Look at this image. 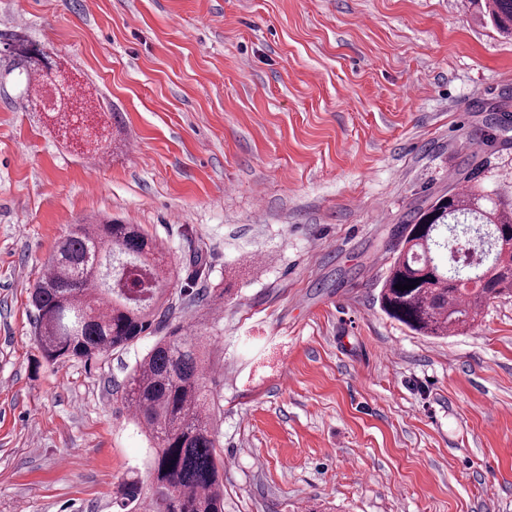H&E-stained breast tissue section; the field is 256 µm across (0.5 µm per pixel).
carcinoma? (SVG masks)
Returning <instances> with one entry per match:
<instances>
[{
	"label": "carcinoma",
	"instance_id": "obj_1",
	"mask_svg": "<svg viewBox=\"0 0 512 512\" xmlns=\"http://www.w3.org/2000/svg\"><path fill=\"white\" fill-rule=\"evenodd\" d=\"M471 2L500 33L512 35V0ZM10 57L29 97L40 95L56 73L49 53L25 37ZM487 173L477 156L463 157L457 168L462 189L432 197L393 230V257L378 296L388 317L422 334L446 336L473 325L492 300L512 294V192L506 184L488 188ZM461 224L486 228L494 253L488 262L460 260V272L453 273L436 262L435 248L443 230ZM47 266L31 294L37 345L46 361H88L124 350L143 335L162 334L121 390L123 406L151 443L152 476L147 498L140 481L123 485L124 505L224 512V460L212 426L217 402L205 385V339L166 324L171 271L162 246L138 224L93 219L57 242ZM409 279L415 288H394Z\"/></svg>",
	"mask_w": 512,
	"mask_h": 512
}]
</instances>
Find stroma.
I'll use <instances>...</instances> for the list:
<instances>
[{"instance_id":"35a3bbf8","label":"stroma","mask_w":512,"mask_h":512,"mask_svg":"<svg viewBox=\"0 0 512 512\" xmlns=\"http://www.w3.org/2000/svg\"><path fill=\"white\" fill-rule=\"evenodd\" d=\"M18 34L113 113L104 152L23 97ZM505 113L512 40L469 0H0V512H128L148 478L119 392L155 335L35 340L33 285L99 215L162 243L169 321L211 341L224 512H512V297L445 339L377 301L465 142L512 174Z\"/></svg>"}]
</instances>
